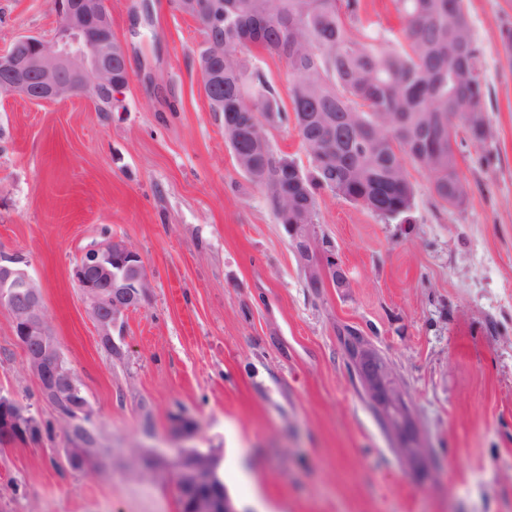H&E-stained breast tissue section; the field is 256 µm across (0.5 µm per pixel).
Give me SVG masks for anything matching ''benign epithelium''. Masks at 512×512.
<instances>
[{
    "mask_svg": "<svg viewBox=\"0 0 512 512\" xmlns=\"http://www.w3.org/2000/svg\"><path fill=\"white\" fill-rule=\"evenodd\" d=\"M59 20V36L47 42L36 36H21L0 52V90L10 97L34 102H61L84 92L107 110L127 84V59L123 46L112 36L92 38L89 29L112 28L106 0H53ZM201 85L212 91L219 104L224 90L212 65L196 67ZM247 141L234 156L242 166L251 165L268 143L249 132H237ZM310 210L295 213L285 225L288 240L310 284L350 287L347 268L336 258L333 246L321 243L315 225L308 223ZM72 278L89 306L104 346L112 347V332L124 317L148 298L151 279L143 256L118 238L85 249L72 267ZM0 305L14 318L15 334L28 370L38 382L43 399L65 406L83 417L90 405L76 376L65 363L50 332L39 289L16 258L0 255ZM343 350L366 398L382 422L400 436L415 433L409 397L390 363L368 348L360 337L348 338ZM38 422L10 396L0 394V430L31 429ZM84 445L78 440L65 450L69 467L84 463ZM218 457L213 449L184 447L175 464L176 490L189 492L188 512H239L226 491L213 490L212 476Z\"/></svg>",
    "mask_w": 512,
    "mask_h": 512,
    "instance_id": "7a95c632",
    "label": "benign epithelium"
}]
</instances>
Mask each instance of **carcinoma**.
Instances as JSON below:
<instances>
[{"instance_id": "cac0c4a2", "label": "carcinoma", "mask_w": 512, "mask_h": 512, "mask_svg": "<svg viewBox=\"0 0 512 512\" xmlns=\"http://www.w3.org/2000/svg\"><path fill=\"white\" fill-rule=\"evenodd\" d=\"M394 5L402 27L388 48L363 26L360 0H198V25L224 24V43L209 46L213 58L224 55V103L212 111L258 138L272 122L291 123L310 157L302 169L272 146L253 159L255 184L289 169L268 198L276 220L300 197L317 206L323 191L385 220L403 217L414 201L409 165L446 206L465 207L457 136L487 149L492 131L464 0ZM253 48L286 62L290 106L248 62ZM323 148L336 152V168L319 162Z\"/></svg>"}]
</instances>
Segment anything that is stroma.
I'll use <instances>...</instances> for the list:
<instances>
[{
    "mask_svg": "<svg viewBox=\"0 0 512 512\" xmlns=\"http://www.w3.org/2000/svg\"><path fill=\"white\" fill-rule=\"evenodd\" d=\"M129 80L111 111L0 97V254L39 287L99 435L92 470L64 462L68 423L40 395L0 307V393L42 425L0 446V512H180L172 472L181 413L214 449L241 512H512V0H465L494 139L459 143L470 185L454 210L412 172L408 223L335 196L316 232L351 286L311 288L264 191L238 169L193 66L197 22L170 0H108ZM53 40L51 0H0V50ZM146 260L151 293L104 347L71 277L108 238ZM357 329L394 367L416 423L412 466L347 367Z\"/></svg>",
    "mask_w": 512,
    "mask_h": 512,
    "instance_id": "1",
    "label": "stroma"
}]
</instances>
